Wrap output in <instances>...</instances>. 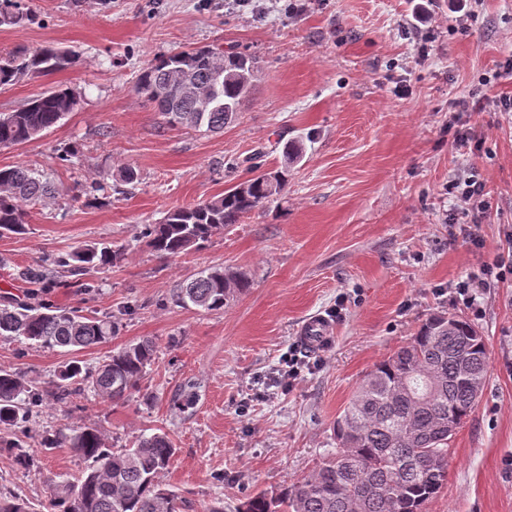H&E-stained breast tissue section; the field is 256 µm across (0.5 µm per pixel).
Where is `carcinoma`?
<instances>
[{
	"label": "carcinoma",
	"mask_w": 512,
	"mask_h": 512,
	"mask_svg": "<svg viewBox=\"0 0 512 512\" xmlns=\"http://www.w3.org/2000/svg\"><path fill=\"white\" fill-rule=\"evenodd\" d=\"M24 20L18 0H0V26ZM76 60L53 47L0 54V86L25 75H51ZM256 70L257 60L249 53L202 46L155 58L138 74L135 90L168 126L218 132L234 121ZM183 80L198 95H186ZM75 105L73 92L57 86L1 115L0 145L37 138ZM287 186L286 166L239 180L220 197L176 208L161 222L147 225V245L165 257L183 254L270 204ZM52 194L50 181L26 166L1 167L0 236L24 234L27 208ZM122 256L119 247L87 244L53 261L54 270L30 274V295L53 287L59 268L86 275ZM247 287L245 276L229 279L224 268L210 267L173 296L180 305L220 312L234 292ZM119 331L120 322L108 315H85L43 301L0 303V336H22L42 347L79 351L105 343ZM157 353V343L146 338L113 349L93 370L71 361L58 371L52 396L62 406L89 390L104 401H123L140 391ZM486 373V343L478 328L460 315L430 316L410 342L376 364L359 384L334 424L336 452L310 476L280 492L248 497L238 512H423L448 481V440L475 410ZM42 402L39 387L15 371L0 369V425L26 430ZM39 445L46 451L67 445L88 462L78 477L53 484L57 512H179L177 495L158 481L175 453L164 432L143 434L132 447L114 449L98 428L78 426L68 433H47ZM0 447L18 466L34 465L24 441L0 442ZM0 512H31V507L0 490Z\"/></svg>",
	"instance_id": "obj_1"
}]
</instances>
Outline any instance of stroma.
<instances>
[{"label": "stroma", "mask_w": 512, "mask_h": 512, "mask_svg": "<svg viewBox=\"0 0 512 512\" xmlns=\"http://www.w3.org/2000/svg\"><path fill=\"white\" fill-rule=\"evenodd\" d=\"M21 2L31 19L0 27V49L51 46L78 60L0 87V113L59 85L78 104L39 138L0 146V167L25 164L56 187L28 210L25 234L0 237V299L24 297L27 270L83 245L124 250L83 287L50 295L56 306L118 319L111 342L71 354L0 336V368L44 391L36 431L94 425L115 449L164 431L175 455L159 481L181 512H236L247 497L311 475L335 451L334 421L364 376L428 317L453 313L481 330L488 371L448 442V483L425 512H512V287L487 290L478 316L447 295L494 261L512 229V123L496 107L512 96V0H477L463 30L449 0H312L293 17L284 0ZM203 45L258 60L237 120L220 133L168 127L134 90L155 57ZM399 82L407 95L395 94ZM472 92L482 96L471 118L480 148L460 156L448 120L452 102ZM288 141L303 151L292 163ZM68 148L76 164L60 161ZM256 160L288 166L277 200L202 248L173 258L150 250L145 225L222 195ZM126 166L139 181L124 193ZM471 168L492 202L480 248L443 222L456 209L449 180ZM94 182L106 187L98 204L77 202ZM217 265L250 281L224 311L173 301L180 283ZM315 315L331 317V340L308 352L293 386L264 388ZM144 338L160 354L142 392L114 403L88 393L68 408L48 394L65 363L91 368ZM26 448L30 469L0 451V487L35 506L47 503L51 480L86 467L66 446L47 452L31 438Z\"/></svg>", "instance_id": "35a3bbf8"}]
</instances>
